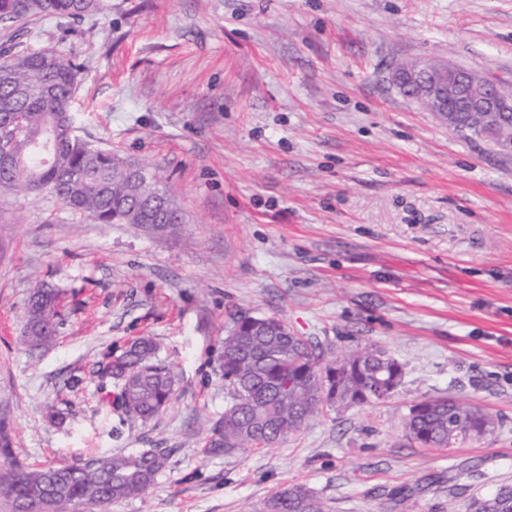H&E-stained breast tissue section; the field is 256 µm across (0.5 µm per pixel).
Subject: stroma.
<instances>
[{
    "mask_svg": "<svg viewBox=\"0 0 512 512\" xmlns=\"http://www.w3.org/2000/svg\"><path fill=\"white\" fill-rule=\"evenodd\" d=\"M44 49L79 68L76 135L157 172L183 221L96 224L0 193V408L21 465L169 449L148 493L106 512H263L292 484L328 512H466L512 486V156L388 81L428 59L512 93V0H105L0 27L1 53ZM41 287L59 325L33 348ZM237 315L330 352L384 349L402 382L279 444L213 451ZM138 336L174 393L123 423L92 366ZM439 396L482 407L493 432L410 442V405ZM58 294L53 288H39L27 305L26 328L32 346H39L52 336L56 329Z\"/></svg>",
    "mask_w": 512,
    "mask_h": 512,
    "instance_id": "obj_1",
    "label": "stroma"
}]
</instances>
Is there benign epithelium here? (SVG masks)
Segmentation results:
<instances>
[{"label": "benign epithelium", "mask_w": 512, "mask_h": 512, "mask_svg": "<svg viewBox=\"0 0 512 512\" xmlns=\"http://www.w3.org/2000/svg\"><path fill=\"white\" fill-rule=\"evenodd\" d=\"M391 81L414 92L412 99L454 127L459 112H480V135L505 155H512V94L505 93L473 71L463 72L448 63L420 61L396 65Z\"/></svg>", "instance_id": "1"}]
</instances>
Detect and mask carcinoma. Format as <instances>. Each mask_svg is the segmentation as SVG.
I'll return each instance as SVG.
<instances>
[{
    "mask_svg": "<svg viewBox=\"0 0 512 512\" xmlns=\"http://www.w3.org/2000/svg\"><path fill=\"white\" fill-rule=\"evenodd\" d=\"M103 0H0V24L11 27L43 15L79 18ZM78 66L53 49L0 59V140L9 163L0 166V193L19 196L50 191L66 208L98 224H177L178 209L156 178L110 152L93 149L74 135L71 102ZM58 294L39 288L27 305L26 328L39 346L56 329ZM230 402L216 422L224 448L272 446L300 431L318 414L321 391L331 406L348 408L389 399L402 381L403 367L381 349L355 347L327 356L303 336H286L282 320L259 325L233 319L224 336L219 366ZM99 372L117 389L113 410L123 419L148 420L169 404L174 376L148 336L110 354ZM495 421L483 408L444 397L422 400L404 418L406 437L423 447L447 448L478 440ZM169 450L92 457L81 465L30 470L15 460L0 420V496L16 512H53L59 502L95 512L114 501L148 492L165 468ZM264 512H326L304 485L273 491ZM469 512H512V487L473 498Z\"/></svg>",
    "mask_w": 512,
    "mask_h": 512,
    "instance_id": "1",
    "label": "carcinoma"
}]
</instances>
